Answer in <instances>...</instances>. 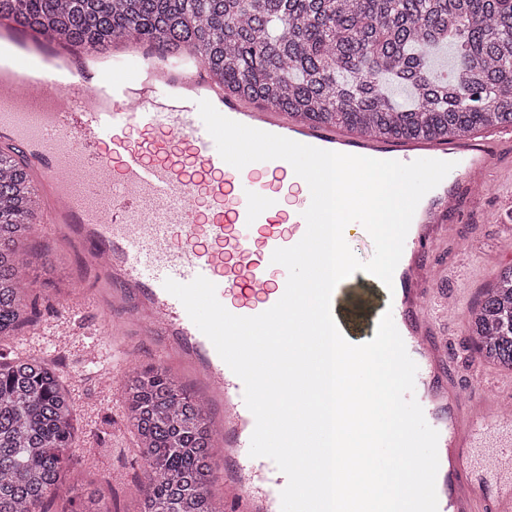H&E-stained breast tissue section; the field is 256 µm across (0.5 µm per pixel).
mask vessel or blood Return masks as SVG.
<instances>
[{
    "mask_svg": "<svg viewBox=\"0 0 512 512\" xmlns=\"http://www.w3.org/2000/svg\"><path fill=\"white\" fill-rule=\"evenodd\" d=\"M20 49L0 79V147L31 175L41 201L39 228L83 250L105 336H143L188 371V384L215 423L224 457L225 512H281L286 476L249 455L255 418L244 385L163 283L204 276L220 303L254 316L283 295L287 270L275 249L306 232L307 183L283 160L243 169L219 155L197 103L209 100L247 126L325 150L409 163L453 162L420 201L393 275L332 294L346 339L375 330L391 312L417 365L414 397L439 433L438 512H512V397L464 389L450 374L441 336L456 304L442 288L431 247L454 231L463 196L479 198L501 166L499 148L468 137L445 143L386 144L285 119L225 95L198 55H170L157 42L105 52L64 44L0 20Z\"/></svg>",
    "mask_w": 512,
    "mask_h": 512,
    "instance_id": "vessel-or-blood-1",
    "label": "vessel or blood"
}]
</instances>
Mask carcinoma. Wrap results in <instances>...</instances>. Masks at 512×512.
I'll use <instances>...</instances> for the list:
<instances>
[{"label": "carcinoma", "instance_id": "cac0c4a2", "mask_svg": "<svg viewBox=\"0 0 512 512\" xmlns=\"http://www.w3.org/2000/svg\"><path fill=\"white\" fill-rule=\"evenodd\" d=\"M99 49L157 39L192 48L224 89L290 116L374 137L438 139L512 126V0H0V14ZM453 50L450 74L435 54ZM37 207L0 152V336L25 322L21 247ZM488 362L512 368V267L471 311ZM142 450L140 512H222L214 433L201 401L163 366L125 382ZM73 410L56 368L0 353V512H36L69 460Z\"/></svg>", "mask_w": 512, "mask_h": 512}]
</instances>
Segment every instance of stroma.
Returning <instances> with one entry per match:
<instances>
[{"label":"stroma","mask_w":512,"mask_h":512,"mask_svg":"<svg viewBox=\"0 0 512 512\" xmlns=\"http://www.w3.org/2000/svg\"><path fill=\"white\" fill-rule=\"evenodd\" d=\"M479 221L467 218L470 203L456 225V238L432 251L436 261L455 266L449 289L461 294L465 308H472L500 268L512 266V249L502 247L506 225H512V173H502L489 184L480 202ZM29 288L25 297L28 320L14 335L0 339V352L20 355L50 354L68 391L75 410V434L68 451L70 461L62 475L56 497L45 499L43 512H70L85 489L100 488L112 512H137L141 452L125 417L122 383L101 391L86 370L108 365L115 369L146 367L159 360L152 343H139L132 356H125L118 343L95 336L99 312L86 303L76 315L79 328L62 333L69 315L59 297L74 288L73 274L84 266V254L58 246L50 238L33 235L28 242ZM453 360L451 374L469 382L475 368H482L486 380L500 393L512 392V370L482 363L473 345L466 316H459L449 334Z\"/></svg>","instance_id":"1"}]
</instances>
